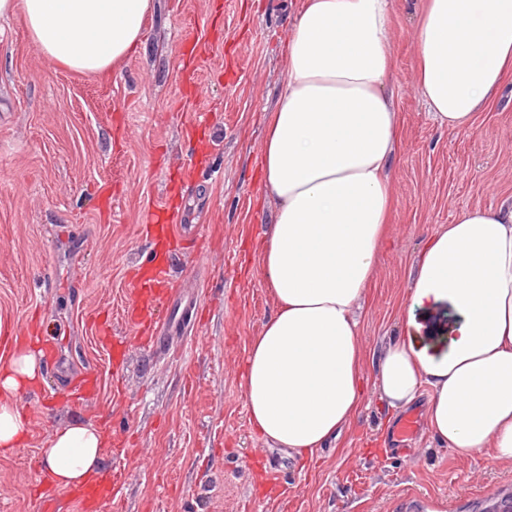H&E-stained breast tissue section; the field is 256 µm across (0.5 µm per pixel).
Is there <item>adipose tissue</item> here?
<instances>
[{
    "instance_id": "adipose-tissue-1",
    "label": "adipose tissue",
    "mask_w": 512,
    "mask_h": 512,
    "mask_svg": "<svg viewBox=\"0 0 512 512\" xmlns=\"http://www.w3.org/2000/svg\"><path fill=\"white\" fill-rule=\"evenodd\" d=\"M392 0H302L287 40L283 91L262 148V185L276 206L259 266L274 312L252 336L242 370L250 422L305 459L358 415L366 355L360 302L393 198L388 174L399 114L384 90L392 68ZM152 0H0L20 14L57 66L108 74L143 38ZM418 82L435 119L469 129L512 70V0H426L418 20ZM411 306L460 314L437 353L408 317L378 357L375 387L392 412L426 400L432 438L455 457L512 462V203L460 213L428 238ZM41 378L37 352L0 367V454L27 435L19 390ZM103 431L75 421L42 450L52 483L99 474Z\"/></svg>"
}]
</instances>
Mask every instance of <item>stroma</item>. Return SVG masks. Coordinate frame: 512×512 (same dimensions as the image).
Masks as SVG:
<instances>
[{
	"instance_id": "1",
	"label": "stroma",
	"mask_w": 512,
	"mask_h": 512,
	"mask_svg": "<svg viewBox=\"0 0 512 512\" xmlns=\"http://www.w3.org/2000/svg\"><path fill=\"white\" fill-rule=\"evenodd\" d=\"M299 3L155 0L140 48L107 75L53 66L19 17H0V342L34 325L73 374H99L83 406L50 373L19 393L29 431L0 455V512H41V450L76 420L109 437L103 470H124L112 512H492L512 495V464L455 458L424 426L409 455H383L393 429L370 389L307 461L250 423L242 367L274 306L257 263L273 209L261 154ZM424 7L392 0L387 90L400 124L387 238L361 301L369 378L408 315L441 348L458 318L445 302L410 308L428 236L461 211L512 200V74L470 130L439 125L418 87ZM178 167L185 185L172 197ZM163 206L200 236L172 269L204 315L169 351L130 341L117 374L95 327L128 335L130 280L151 249L144 221Z\"/></svg>"
}]
</instances>
